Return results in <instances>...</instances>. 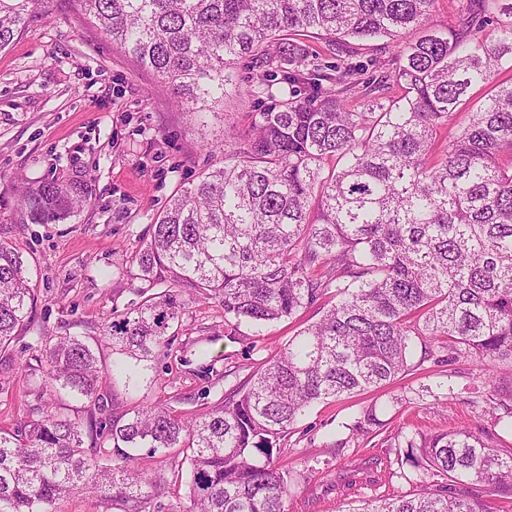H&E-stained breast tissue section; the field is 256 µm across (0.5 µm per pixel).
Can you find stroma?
<instances>
[{"mask_svg":"<svg viewBox=\"0 0 512 512\" xmlns=\"http://www.w3.org/2000/svg\"><path fill=\"white\" fill-rule=\"evenodd\" d=\"M351 60L368 63L365 79L382 76L390 83L400 64L395 45L383 40L364 42ZM258 72L255 61L238 63L223 112L204 127L162 88L156 73L113 45L73 0H39L22 32L0 51V242L29 260L35 293L27 325L0 353V427L37 417L47 403L85 416L81 401L44 385L42 337L89 341L103 366V418L149 404L186 418L224 400L232 387L226 370L241 379L251 375L322 316L312 306L261 329L241 325L230 338L221 299H192L136 389L126 390L112 375L106 321L113 310L166 287L143 280L135 257L167 200L204 170L223 166L219 142L244 147L253 113L274 107L255 85ZM53 174L85 180L88 202L60 224L21 223L19 180ZM496 387L502 403L512 402L511 365L487 373L463 358L445 362L437 351L391 384L314 404L282 440L276 459L288 474V512H346V500L336 493L338 477L346 465L374 457L390 467L387 493L419 489L425 474L404 459L409 437L479 423L512 450V428L495 424L488 411L486 397ZM371 406L380 431L352 432Z\"/></svg>","mask_w":512,"mask_h":512,"instance_id":"obj_1","label":"stroma"}]
</instances>
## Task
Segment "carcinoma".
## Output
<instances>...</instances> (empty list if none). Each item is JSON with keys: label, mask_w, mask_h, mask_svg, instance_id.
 <instances>
[{"label": "carcinoma", "mask_w": 512, "mask_h": 512, "mask_svg": "<svg viewBox=\"0 0 512 512\" xmlns=\"http://www.w3.org/2000/svg\"><path fill=\"white\" fill-rule=\"evenodd\" d=\"M38 0H0V50ZM84 14L192 113L224 106L230 71L250 57L258 83L279 96L254 113L247 147L179 189L152 225L136 262L167 275L164 291L132 303L104 337L138 373L165 342L185 294L224 304V330L292 319L335 290L336 303L211 410L182 418L153 405L112 414L113 464L96 442L99 360L77 336H48L47 378L84 401L85 423L48 405L26 425L0 428V512H57L92 485L105 512H151L161 485L135 468L134 450L182 449L191 512H286L288 480L274 452L318 401L364 392L411 371L433 348L491 372L512 363V83L467 107L470 91L512 62V3L499 36L471 25L422 34L433 0H77ZM388 38L401 63V95L349 104L361 64L329 68L309 42L348 55L351 41ZM276 47L271 55L269 47ZM466 112L458 124L456 117ZM448 130L439 146L438 134ZM88 185L63 176L22 187L32 224L62 222ZM35 297L20 252L0 243V352L27 323ZM382 427L365 409L353 430ZM406 462L429 481L345 512H486L485 494L512 497V452L480 426L405 442ZM382 462L350 470L343 496L386 476Z\"/></svg>", "instance_id": "obj_1"}]
</instances>
